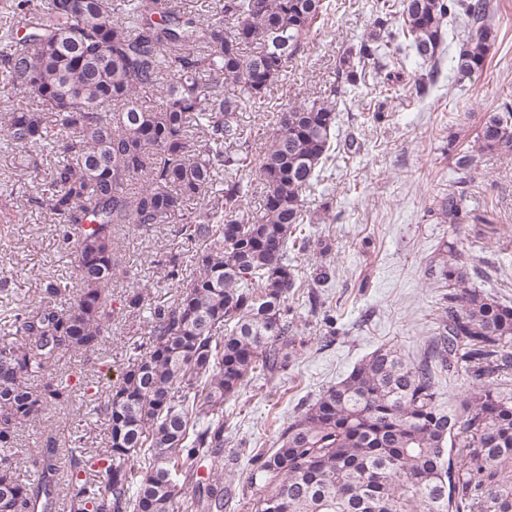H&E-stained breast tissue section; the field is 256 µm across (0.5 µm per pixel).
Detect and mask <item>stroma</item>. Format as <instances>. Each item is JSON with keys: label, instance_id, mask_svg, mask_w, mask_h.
I'll return each instance as SVG.
<instances>
[{"label": "stroma", "instance_id": "1", "mask_svg": "<svg viewBox=\"0 0 512 512\" xmlns=\"http://www.w3.org/2000/svg\"><path fill=\"white\" fill-rule=\"evenodd\" d=\"M372 2L330 0L328 22L313 28L266 107L242 110L241 120L252 131L253 155L269 144L277 112L304 100H331L342 51L373 29ZM493 3L498 37L482 73L462 79L443 71L430 95L421 99L414 88L420 67L407 66L399 81L390 83L384 71L370 64L355 98L335 101L341 140L355 139L361 151L340 153L331 180L308 197L311 241L293 264L302 281L311 280L324 262L335 266L336 275L322 289L321 310H311L305 291L290 296L298 345L286 370L271 383L252 381L225 404L226 488L243 486L249 447H272L279 429L302 405L344 378L376 347L390 344L417 353L436 314L428 264L444 242L472 247V281L512 302V157L475 154L463 182L454 171L456 150L472 147L486 113L512 99V0ZM35 167L47 172L50 161L38 152L0 147V326L17 307L38 306L46 280L71 274L70 260L57 245L55 219L42 203V187L30 180ZM449 192L463 195L468 209H487L497 234L487 233L482 224H443L436 200ZM195 250L174 224L147 233L115 225L117 265L108 288L113 314L106 340L96 352L60 355L52 374L99 392L117 384L129 345L148 339L150 307L172 302L176 295V284L167 276L171 263L189 265ZM17 269L22 278H12ZM137 291L145 296L141 310L126 305L128 295ZM106 432L104 413L92 405L52 404L19 427L15 452L27 471L36 449L49 438L61 442L77 433L86 447L99 452Z\"/></svg>", "mask_w": 512, "mask_h": 512}]
</instances>
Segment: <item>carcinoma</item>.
Segmentation results:
<instances>
[{
    "label": "carcinoma",
    "mask_w": 512,
    "mask_h": 512,
    "mask_svg": "<svg viewBox=\"0 0 512 512\" xmlns=\"http://www.w3.org/2000/svg\"><path fill=\"white\" fill-rule=\"evenodd\" d=\"M21 0L29 32L0 35V76L23 89L0 139L13 151L54 144L61 155L45 189L63 222L61 243L81 284L64 312L67 288L52 280L43 304L20 307L0 344V512H224L223 483L201 475L224 461V402L258 377L271 383L296 345L290 294L317 287L323 266L300 281L288 252L309 247L304 203L336 153L339 113L315 101L279 113L256 174L260 213L248 218L249 185L226 182L224 210L192 212L217 166L237 173L252 145L241 105L261 108L326 0H220L225 27L168 0ZM374 27L339 59L337 97L357 86L371 62L402 55L426 76L424 96L448 60L462 77L487 66L498 30L492 0H376ZM167 79L161 102L148 94ZM481 153L512 155V102L481 123ZM450 225L490 224L469 215L451 192L438 204ZM179 224L195 243V275L181 278L176 302L150 312L151 337L132 348L118 385L104 399L105 466L91 476L83 438L42 448L34 479L17 475V428L49 404L73 401L76 385L45 377L67 350L96 351L112 321L108 286L112 230ZM472 255L446 241L431 261L440 287L432 335L417 356L380 345L303 406L275 447L251 450L241 494L251 512H512V305L474 286ZM47 378L35 390L30 381ZM462 398L447 399V380ZM65 456L69 469L59 465Z\"/></svg>",
    "instance_id": "obj_1"
}]
</instances>
